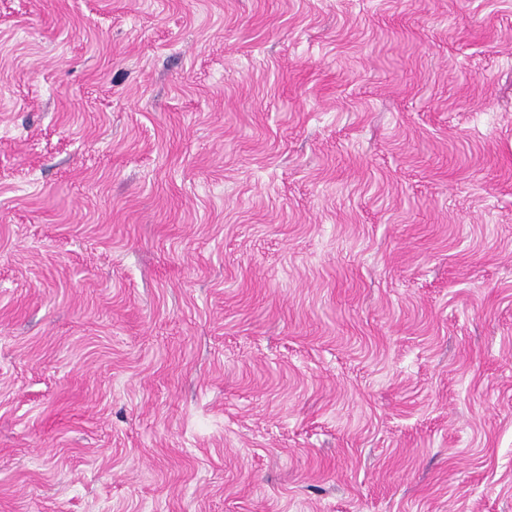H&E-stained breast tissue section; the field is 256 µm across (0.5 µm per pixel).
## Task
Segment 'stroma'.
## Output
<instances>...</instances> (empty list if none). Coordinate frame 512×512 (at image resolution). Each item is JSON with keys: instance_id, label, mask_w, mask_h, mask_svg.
<instances>
[{"instance_id": "stroma-1", "label": "stroma", "mask_w": 512, "mask_h": 512, "mask_svg": "<svg viewBox=\"0 0 512 512\" xmlns=\"http://www.w3.org/2000/svg\"><path fill=\"white\" fill-rule=\"evenodd\" d=\"M0 512H512V0H0Z\"/></svg>"}]
</instances>
